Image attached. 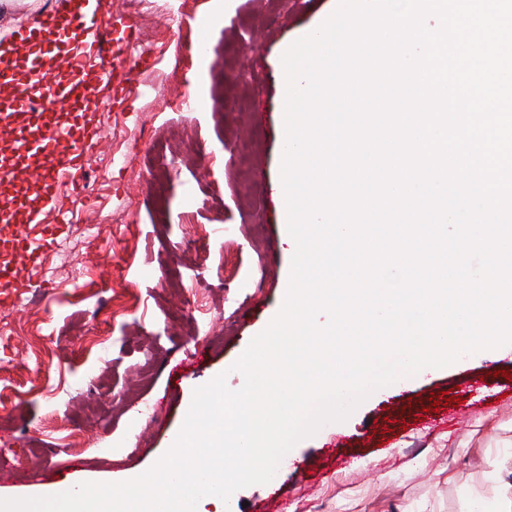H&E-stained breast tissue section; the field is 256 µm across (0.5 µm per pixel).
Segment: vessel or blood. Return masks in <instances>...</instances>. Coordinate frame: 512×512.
<instances>
[{"instance_id":"b4317fda","label":"vessel or blood","mask_w":512,"mask_h":512,"mask_svg":"<svg viewBox=\"0 0 512 512\" xmlns=\"http://www.w3.org/2000/svg\"><path fill=\"white\" fill-rule=\"evenodd\" d=\"M119 31L130 41L133 27L97 15L90 0H65L37 28L18 30L9 54L0 59V135L14 146L10 163L0 166V183L16 170L26 175L37 206H20L11 221L0 225V294L18 304L29 286L23 265H36L55 246L62 225L43 221L63 189H77L100 136L87 109L97 86L112 97L128 99L130 91L112 66L116 53L103 49L104 30ZM68 107L67 122L55 119L54 107Z\"/></svg>"}]
</instances>
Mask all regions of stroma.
<instances>
[{
    "mask_svg": "<svg viewBox=\"0 0 512 512\" xmlns=\"http://www.w3.org/2000/svg\"><path fill=\"white\" fill-rule=\"evenodd\" d=\"M130 22L133 51L113 66L122 103L95 90L101 141L86 193L52 222L61 258L19 310L0 312V496L56 481L120 483L150 469L180 432L195 388L234 368L278 315L292 253L281 222L282 56L338 0H98ZM200 97L177 111V95ZM265 114L255 125L243 109ZM250 142L249 164L238 146ZM180 276L197 307L177 312ZM512 350L466 354L373 393L344 422L290 451L266 484L224 512H507L512 507ZM453 390L465 426L429 412ZM339 450L314 473L307 456Z\"/></svg>",
    "mask_w": 512,
    "mask_h": 512,
    "instance_id": "35a3bbf8",
    "label": "stroma"
}]
</instances>
